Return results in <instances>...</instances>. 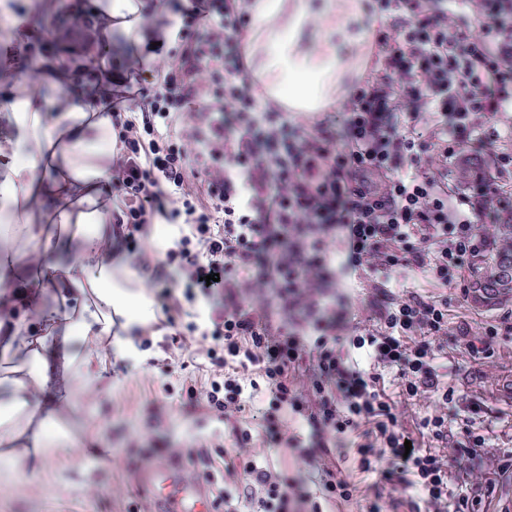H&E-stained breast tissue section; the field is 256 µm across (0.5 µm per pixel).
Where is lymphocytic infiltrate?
<instances>
[{
    "mask_svg": "<svg viewBox=\"0 0 512 512\" xmlns=\"http://www.w3.org/2000/svg\"><path fill=\"white\" fill-rule=\"evenodd\" d=\"M373 0L381 24L369 72L351 87L335 115L303 124L263 98L249 75L239 39L251 17L245 0H180L174 39L179 65L146 82L140 60L127 56L102 68L89 60L105 50L102 26L70 53L83 62L70 81L112 91L116 158L109 186L120 205L114 213L119 235L135 244L136 233L155 218L176 226L156 267L157 277L179 272L181 291L165 289L162 311L169 335L163 350L205 355L203 386L188 385L189 400L218 421L250 408L265 389L268 406L261 426H233L240 451H248L258 428H271L290 407L312 430L309 441L291 435L308 464L344 447L361 423L374 419L372 439L353 450L360 469L389 459L383 478L415 487L426 512H471L489 489L483 475L464 471V492L449 496L448 462L475 452L485 439L463 427V439L448 436L446 409L454 389L439 393L424 427L444 441L439 455L413 444L398 427L392 406L376 390L375 377L350 366L345 345L370 347L375 366L395 367L408 397L434 388L436 343L452 331L435 302L417 294L387 301L384 330L361 331L347 297L337 294L331 234L342 230L344 270L367 268L375 277L430 264L448 283H459L471 256L491 242L477 233L483 218L512 219V197L497 182L480 180L460 192L447 171L424 167L431 148L451 158L473 146L492 148L498 173H512V152L497 150L499 116L512 112V0ZM208 67V95L193 126L201 145L205 194L185 181L190 163L181 139L163 127L180 112L201 67ZM137 97L136 117L126 102ZM440 114L436 143L416 126L423 113ZM218 275V285L205 284ZM273 289L274 306L247 304L258 284ZM221 295L206 323L177 326L184 305ZM416 336L415 345L403 335ZM179 456L202 462L213 500L226 504L232 482L257 512H293L303 495L298 484L256 460L243 469L217 467L208 447L182 448Z\"/></svg>",
    "mask_w": 512,
    "mask_h": 512,
    "instance_id": "f902f5d3",
    "label": "lymphocytic infiltrate"
}]
</instances>
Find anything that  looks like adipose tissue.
<instances>
[{
    "label": "adipose tissue",
    "instance_id": "adipose-tissue-1",
    "mask_svg": "<svg viewBox=\"0 0 512 512\" xmlns=\"http://www.w3.org/2000/svg\"><path fill=\"white\" fill-rule=\"evenodd\" d=\"M361 0H324L312 10L308 0H250L255 24L247 44L267 88L287 95L307 110L318 111L329 98L339 75L359 69L360 56L351 38V52L341 54L332 40L304 43L308 27L325 26L335 15L355 13ZM94 12L107 30H119L142 42L152 9L150 0H92ZM65 65L56 59L39 65L43 84L57 88L51 99L32 91L16 70L0 68V157L24 153L25 165L0 167V224L22 247L0 249V275L22 261L39 268L61 296L80 294L85 302L73 310L61 304L45 317L47 332L23 335L21 320H13L0 334V390L10 400L11 412L0 418V477H10L22 463L46 465L54 443L47 428L56 423L44 411L39 392L56 377L79 380L92 388L93 364H104L103 354L81 355L68 343L73 331L92 342L111 336L113 315H125L126 331L154 317L140 294L117 284L115 268H128L129 258L106 259L103 248L112 245V214L101 204L100 185L112 169V106L107 92L63 86ZM80 243L82 266L51 262L49 253Z\"/></svg>",
    "mask_w": 512,
    "mask_h": 512
}]
</instances>
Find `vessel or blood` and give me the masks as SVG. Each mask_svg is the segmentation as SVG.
Masks as SVG:
<instances>
[{
    "mask_svg": "<svg viewBox=\"0 0 512 512\" xmlns=\"http://www.w3.org/2000/svg\"><path fill=\"white\" fill-rule=\"evenodd\" d=\"M163 508V512H216L204 487L184 477L181 470L165 463L154 465L139 475Z\"/></svg>",
    "mask_w": 512,
    "mask_h": 512,
    "instance_id": "vessel-or-blood-1",
    "label": "vessel or blood"
}]
</instances>
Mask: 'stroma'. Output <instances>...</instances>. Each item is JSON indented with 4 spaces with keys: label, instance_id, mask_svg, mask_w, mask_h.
<instances>
[{
    "label": "stroma",
    "instance_id": "1",
    "mask_svg": "<svg viewBox=\"0 0 512 512\" xmlns=\"http://www.w3.org/2000/svg\"><path fill=\"white\" fill-rule=\"evenodd\" d=\"M388 290L396 296L415 293L443 305L449 328L468 330L467 346L436 350L433 366L439 388L455 389L465 397L448 409L449 433L462 438L461 427L468 418L485 445L450 461V469L478 471L491 457L512 461V334L496 338L491 357L468 349L469 344H480L488 326L512 316V302L479 304L460 287L445 285L427 267L396 276ZM160 338L155 331L152 347L110 353L105 364L94 369L98 382L93 391L76 385L67 388L58 381L41 394L42 405L69 422L73 440L57 448L47 466H20L10 479L0 480V512H159L152 494L135 479L145 467L144 457L171 460L172 449L207 442L224 430L180 391L183 381L203 374V358L166 359L157 346ZM354 356L361 368L375 372L376 387L383 400L394 405L401 430L437 451V441L423 427L428 405L403 395L399 370L374 367L366 348ZM152 400L166 407L158 426L150 424L145 408ZM295 432L306 438L311 430L296 423L290 410H281L277 434L260 432L253 450L264 456L272 471L298 480L308 494L317 489L319 468L348 472L355 487L351 499L322 503V512H366L375 491H388L381 471L359 470L342 448L323 456L320 465L304 464L285 442Z\"/></svg>",
    "mask_w": 512,
    "mask_h": 512
}]
</instances>
